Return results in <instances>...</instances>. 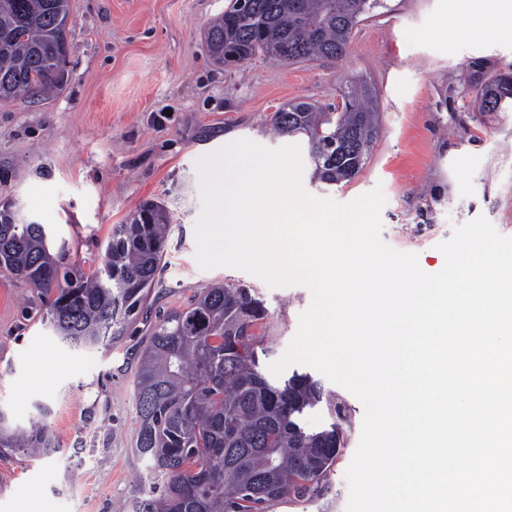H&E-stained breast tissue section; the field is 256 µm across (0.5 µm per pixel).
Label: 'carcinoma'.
<instances>
[{"mask_svg": "<svg viewBox=\"0 0 512 512\" xmlns=\"http://www.w3.org/2000/svg\"><path fill=\"white\" fill-rule=\"evenodd\" d=\"M386 0H232L205 33L210 58L239 68L255 56L296 64L343 57L354 32ZM71 0H0V99L62 90L64 77L46 66L67 60ZM479 111L512 101V74L494 76L478 94ZM279 135L307 140L312 178L349 181L380 133L377 94L352 79L334 107L309 102L274 112ZM169 226L161 202L147 199L108 236L102 265L91 273L63 266L65 245L52 251L42 224L0 216V271L27 282L42 300V321L73 348L108 350L135 319L154 287ZM272 327L250 285L215 283L160 318L141 349L135 379L134 455L147 461L149 498L141 512H271L293 496L323 495L344 447L339 403L311 375L270 381L258 350ZM325 405L333 422L321 430L302 416ZM30 426L0 423V454L37 459L59 452L37 406Z\"/></svg>", "mask_w": 512, "mask_h": 512, "instance_id": "cac0c4a2", "label": "carcinoma"}]
</instances>
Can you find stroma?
Instances as JSON below:
<instances>
[{
  "mask_svg": "<svg viewBox=\"0 0 512 512\" xmlns=\"http://www.w3.org/2000/svg\"><path fill=\"white\" fill-rule=\"evenodd\" d=\"M387 12L359 26L337 61L282 65L257 57L236 71L209 59L204 33L230 0H72L69 79L55 96L0 100V209L14 206L47 225L52 246L84 271L100 265L113 225L148 198L172 223L162 269L125 338L112 349L68 348L41 321L42 304L23 281L0 272V408L23 426L49 422L60 453L30 461L0 455V512H135L147 486L136 435L138 351L159 313L185 307L203 287L243 282L264 299L269 369L288 348L311 303L301 285L272 288L229 268L201 270L194 225L201 209L199 162L248 138L269 148L305 146L276 136L273 112L292 102L339 103L350 79L376 90L380 135L362 170L323 190L304 164L314 196L349 202L382 188V238L439 272V243L455 225L485 215L512 236V107L482 112L476 92L512 73V38L436 33L449 0H387ZM346 407V441L324 496L289 497L273 512H346L345 472L357 449L364 408L325 382Z\"/></svg>",
  "mask_w": 512,
  "mask_h": 512,
  "instance_id": "stroma-1",
  "label": "stroma"
}]
</instances>
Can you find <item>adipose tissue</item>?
Returning a JSON list of instances; mask_svg holds the SVG:
<instances>
[{
	"label": "adipose tissue",
	"mask_w": 512,
	"mask_h": 512,
	"mask_svg": "<svg viewBox=\"0 0 512 512\" xmlns=\"http://www.w3.org/2000/svg\"><path fill=\"white\" fill-rule=\"evenodd\" d=\"M489 23L498 33L512 37V0H456L438 27L472 37Z\"/></svg>",
	"instance_id": "ef3b65f1"
}]
</instances>
